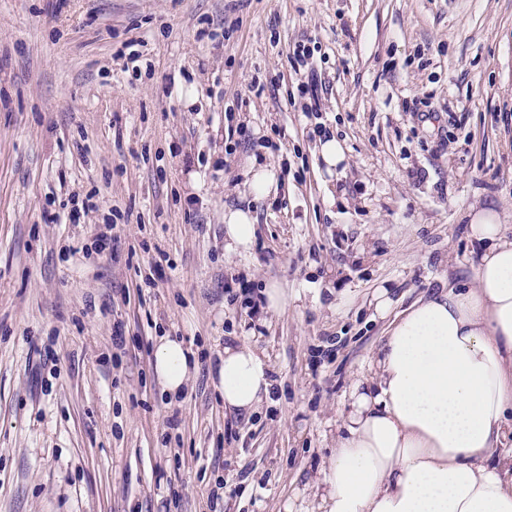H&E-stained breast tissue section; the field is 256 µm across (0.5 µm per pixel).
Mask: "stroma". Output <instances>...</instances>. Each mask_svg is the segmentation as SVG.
Listing matches in <instances>:
<instances>
[{
	"instance_id": "obj_1",
	"label": "stroma",
	"mask_w": 512,
	"mask_h": 512,
	"mask_svg": "<svg viewBox=\"0 0 512 512\" xmlns=\"http://www.w3.org/2000/svg\"><path fill=\"white\" fill-rule=\"evenodd\" d=\"M300 40L347 157L331 173L296 95ZM426 98L446 141L404 110ZM232 108L249 139L229 155ZM258 164L277 182L260 199ZM238 208L258 236L229 255ZM478 209L512 227V0H0V512H317L388 328L377 289L398 312L468 281ZM229 273L278 288L281 308L250 319L224 297ZM164 336L206 357L180 399L153 368ZM230 343L273 384L251 413L224 409Z\"/></svg>"
}]
</instances>
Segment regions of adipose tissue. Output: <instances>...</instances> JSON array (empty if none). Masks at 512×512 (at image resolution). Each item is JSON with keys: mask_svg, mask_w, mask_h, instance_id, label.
Returning a JSON list of instances; mask_svg holds the SVG:
<instances>
[{"mask_svg": "<svg viewBox=\"0 0 512 512\" xmlns=\"http://www.w3.org/2000/svg\"><path fill=\"white\" fill-rule=\"evenodd\" d=\"M478 244L473 282L431 293L398 317L353 383L336 426V457L323 474L322 512H512V237L497 213L470 218ZM166 391L190 373L183 344L153 353ZM225 409L248 412L272 383L246 345L228 346L217 369Z\"/></svg>", "mask_w": 512, "mask_h": 512, "instance_id": "ef3b65f1", "label": "adipose tissue"}]
</instances>
